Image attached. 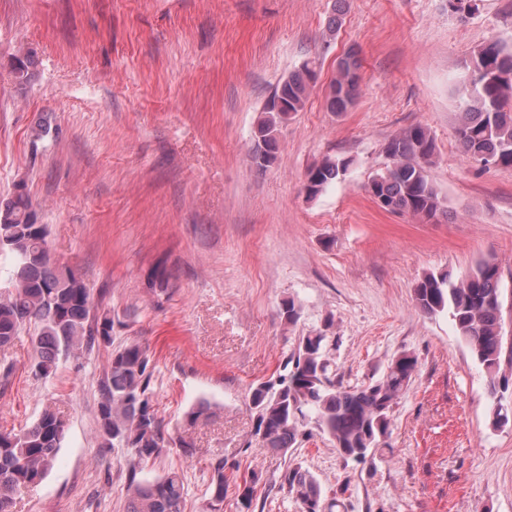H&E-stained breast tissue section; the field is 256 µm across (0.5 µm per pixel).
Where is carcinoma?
Masks as SVG:
<instances>
[{"label":"carcinoma","mask_w":512,"mask_h":512,"mask_svg":"<svg viewBox=\"0 0 512 512\" xmlns=\"http://www.w3.org/2000/svg\"><path fill=\"white\" fill-rule=\"evenodd\" d=\"M359 59L342 61L332 82L336 92L327 98L330 112H346L356 102ZM466 78L464 112L456 137L464 155L487 168L512 167V42L493 39L471 54ZM315 70L306 62L291 73L273 96L287 105V113L304 110L313 87ZM284 123L281 113L264 109L254 129L256 147L251 156L258 170L276 159V131ZM392 163L372 182L373 196L385 210L422 216L428 220L444 212L429 177L435 141L430 130L413 124L398 132L385 147ZM349 160L325 156L312 165L304 183L306 197L314 199L339 180ZM48 228L34 221L27 194L20 191L0 201V253L10 255L11 272L0 286V350L9 348L25 329L33 330L32 374L54 375L60 361L81 359L99 344L112 345V318L90 319L93 299L78 269L48 261ZM419 310L427 315L446 313L460 340L470 350L495 398L493 418L508 423L512 408L502 404L498 392L508 389L502 365L512 366V344L504 337L501 271L498 264L482 261L468 273L431 272L414 288ZM322 332L298 337L295 352L275 381L260 382L250 390L254 412L253 435L259 447L285 455L309 437L311 426L327 437L346 460L367 455L384 460L381 450L390 435V410L407 389L418 359L404 356L388 366L389 372L367 385L345 386L329 374ZM149 348L137 341L112 350L108 369L99 384V437L103 448H132L126 512H183L186 495L181 473L172 471L148 480L139 477L142 464L158 458L170 447L154 405ZM63 414L45 407L29 427L0 430V512H11L23 490L40 484L54 465L65 439ZM208 504H224L229 488L226 462L211 463ZM262 472L253 470L236 484L241 508L250 512ZM280 486L298 502L300 512H333L337 497H328L317 478L299 463H288Z\"/></svg>","instance_id":"1"}]
</instances>
